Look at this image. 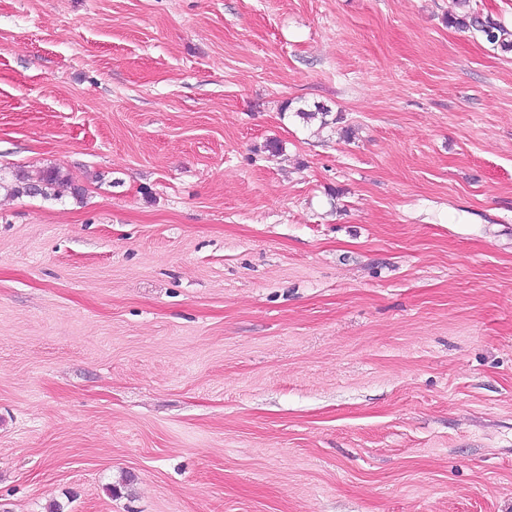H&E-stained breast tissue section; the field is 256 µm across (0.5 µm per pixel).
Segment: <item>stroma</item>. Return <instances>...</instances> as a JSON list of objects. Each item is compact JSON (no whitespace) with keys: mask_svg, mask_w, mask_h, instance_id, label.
<instances>
[{"mask_svg":"<svg viewBox=\"0 0 512 512\" xmlns=\"http://www.w3.org/2000/svg\"><path fill=\"white\" fill-rule=\"evenodd\" d=\"M458 11L0 0V177L83 190L0 189V512H512V52ZM26 184L34 189L32 193L25 191ZM2 187L6 188L13 196L58 199L61 198L63 193L68 191V189L73 197L79 196V191L73 184L71 178L62 173L60 169L53 166L45 168L37 178H32L25 172L18 170L13 175V180L10 185L2 186V177L0 178V188Z\"/></svg>","mask_w":512,"mask_h":512,"instance_id":"1","label":"stroma"}]
</instances>
